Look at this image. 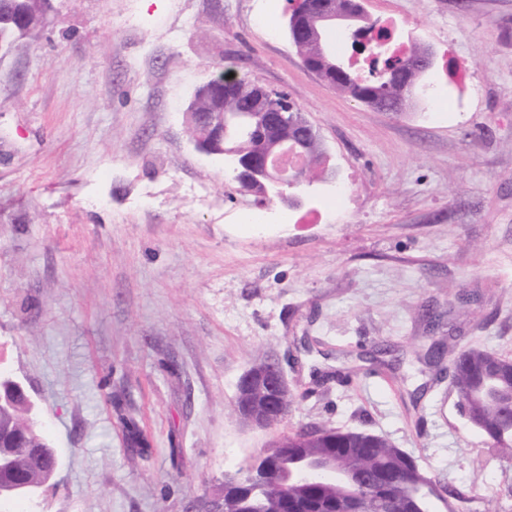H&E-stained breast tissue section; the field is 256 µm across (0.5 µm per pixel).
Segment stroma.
Instances as JSON below:
<instances>
[{
  "label": "stroma",
  "instance_id": "35a3bbf8",
  "mask_svg": "<svg viewBox=\"0 0 512 512\" xmlns=\"http://www.w3.org/2000/svg\"><path fill=\"white\" fill-rule=\"evenodd\" d=\"M361 5L436 54L402 113L306 69L288 0H62L0 51V369L63 459L0 512H187L278 437L231 410L265 358L288 427L386 436L479 512H512V464L412 355L451 336L512 358V0ZM219 66L286 94L336 173L265 224L241 223L256 197L186 130Z\"/></svg>",
  "mask_w": 512,
  "mask_h": 512
}]
</instances>
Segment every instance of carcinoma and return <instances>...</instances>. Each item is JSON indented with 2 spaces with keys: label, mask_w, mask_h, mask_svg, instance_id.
<instances>
[{
  "label": "carcinoma",
  "mask_w": 512,
  "mask_h": 512,
  "mask_svg": "<svg viewBox=\"0 0 512 512\" xmlns=\"http://www.w3.org/2000/svg\"><path fill=\"white\" fill-rule=\"evenodd\" d=\"M58 0H0V50L24 39L54 21L59 15ZM374 83L360 86L354 82H336V89L354 99L370 97ZM256 91L242 79L236 96L223 102L200 87L188 106V112L250 111ZM325 150L318 138L310 137L308 176L323 164ZM448 359L454 366L451 385L458 402L471 421L487 438L491 447L504 458L512 459V359L489 347H472L459 353L442 341L422 346L417 357L430 366L435 357ZM314 431L291 429L281 435L288 448V469L295 479L288 488L267 482L255 490L251 485L229 487L224 495L226 512H430L432 500H441L447 512H468L472 497L466 493L433 487L417 490L425 478L414 457L396 447L387 438L362 431L341 430L325 424H313ZM5 429L24 432L28 445L38 446L42 433L33 428L27 412H11ZM16 470L27 479L39 482L49 471L51 455L38 460L18 451ZM322 456L336 461V467L353 478L343 480L326 472L317 480L300 474L296 461ZM419 494H413V491Z\"/></svg>",
  "instance_id": "obj_1"
}]
</instances>
